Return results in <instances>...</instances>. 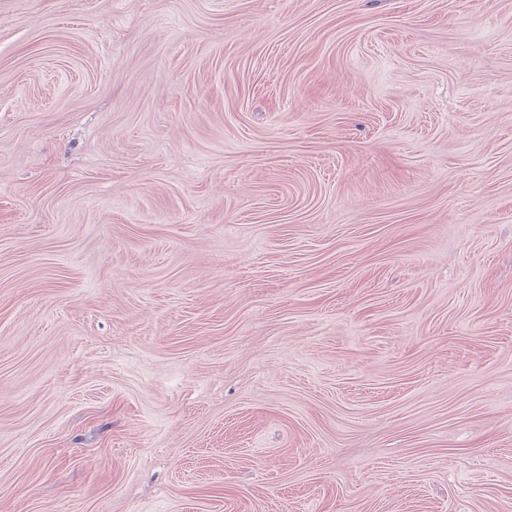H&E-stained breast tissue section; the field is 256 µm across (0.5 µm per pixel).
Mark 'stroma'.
<instances>
[{
  "label": "stroma",
  "instance_id": "1",
  "mask_svg": "<svg viewBox=\"0 0 512 512\" xmlns=\"http://www.w3.org/2000/svg\"><path fill=\"white\" fill-rule=\"evenodd\" d=\"M0 512H512V0H0Z\"/></svg>",
  "mask_w": 512,
  "mask_h": 512
}]
</instances>
